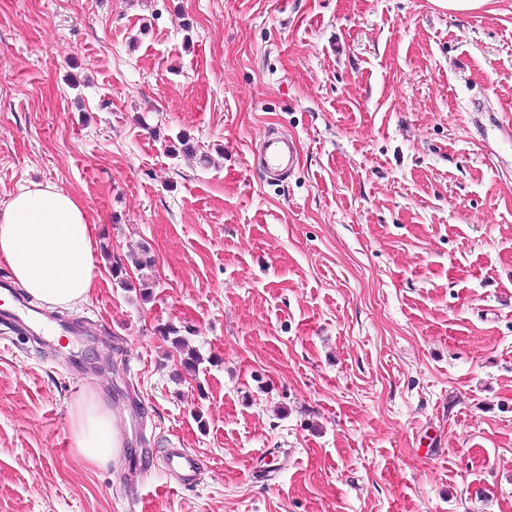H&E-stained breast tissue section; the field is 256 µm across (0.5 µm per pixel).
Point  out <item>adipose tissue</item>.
Returning a JSON list of instances; mask_svg holds the SVG:
<instances>
[{"label": "adipose tissue", "mask_w": 512, "mask_h": 512, "mask_svg": "<svg viewBox=\"0 0 512 512\" xmlns=\"http://www.w3.org/2000/svg\"><path fill=\"white\" fill-rule=\"evenodd\" d=\"M94 226L82 202L51 185L23 187L0 209V259L15 282L43 304L87 300L94 286ZM79 454L111 460L119 440L111 411L97 397L72 411Z\"/></svg>", "instance_id": "obj_1"}]
</instances>
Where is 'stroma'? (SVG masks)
I'll return each mask as SVG.
<instances>
[{
    "label": "stroma",
    "instance_id": "35a3bbf8",
    "mask_svg": "<svg viewBox=\"0 0 512 512\" xmlns=\"http://www.w3.org/2000/svg\"><path fill=\"white\" fill-rule=\"evenodd\" d=\"M474 99L512 117V0H0V208L56 186L96 241L55 337L0 327V512H512V142ZM473 114L477 116H484L487 121H475L474 127L479 141H482V145L486 148L485 142L488 139L489 131L493 132L505 141H512V123L511 121H505L491 108H488L483 102L473 103L472 110ZM261 167L267 172L291 168L298 160L296 145L285 137L269 136L262 145ZM79 454L92 464H105L112 459V448H119L112 412L92 395L78 403L72 411ZM203 466L199 456L187 449L173 448L163 460V467L169 472H181L192 477Z\"/></svg>",
    "mask_w": 512,
    "mask_h": 512
}]
</instances>
